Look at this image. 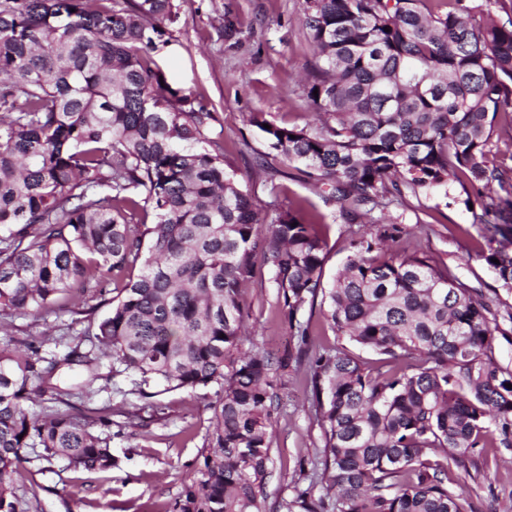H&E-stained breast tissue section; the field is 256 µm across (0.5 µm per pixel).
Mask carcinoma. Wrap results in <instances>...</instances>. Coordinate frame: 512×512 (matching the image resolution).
<instances>
[{
    "label": "carcinoma",
    "instance_id": "1",
    "mask_svg": "<svg viewBox=\"0 0 512 512\" xmlns=\"http://www.w3.org/2000/svg\"><path fill=\"white\" fill-rule=\"evenodd\" d=\"M300 0L315 50L305 97L315 123L266 135L260 169L281 156L330 186L339 217L390 228L323 287L324 245L283 210L268 230L212 136V105L160 81L153 53L174 0H0V328L17 313L64 312L99 289L92 350L62 361L101 379L99 356L138 393L216 388L208 451L173 512H259L272 476L273 374L307 361L322 431L321 471L298 465L283 512H317L302 480L334 492L333 512H465L448 464L512 448V370L493 359L497 315L417 251L380 259L400 232L389 205L466 177L501 246L485 256L512 293V176L491 166L494 127L512 129V2ZM507 20L498 18V13ZM154 217L148 222V217ZM296 336L275 358L243 348V284L256 256ZM499 263L492 262V259ZM116 297H111L112 291ZM327 304L336 345L308 355L306 306ZM378 355L373 366L349 346ZM0 350V512H18L13 473L28 448L93 472L115 461L112 409L33 411L58 361ZM97 288H90L84 294L76 295L72 298H69L66 303L70 310H77L82 308H87L89 306H93L98 304L97 309L92 316L94 321L103 316L108 310L107 305H100L101 298L98 295L96 290Z\"/></svg>",
    "mask_w": 512,
    "mask_h": 512
}]
</instances>
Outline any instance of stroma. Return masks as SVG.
I'll list each match as a JSON object with an SVG mask.
<instances>
[{
	"instance_id": "1",
	"label": "stroma",
	"mask_w": 512,
	"mask_h": 512,
	"mask_svg": "<svg viewBox=\"0 0 512 512\" xmlns=\"http://www.w3.org/2000/svg\"><path fill=\"white\" fill-rule=\"evenodd\" d=\"M171 38L154 58L167 82L208 100L218 115L215 132L224 140V155L239 186L248 192L265 221L278 210L293 211L307 224L317 225L326 261L323 283L331 285L351 253L350 241L374 233L371 224H345L329 186L308 177L303 167L285 160L271 169L255 166L267 150L263 134L249 124L253 112L285 127L312 120L301 77L312 50L301 32L299 0H175ZM469 186L456 182L448 190L406 196L399 211L404 217L399 250L420 251L466 287L482 294L492 307L512 308L484 256L492 246L480 208L466 206ZM277 288L265 264L246 284L244 323L248 338L273 355L287 353L294 339L287 318L276 305ZM68 314H24L0 330V349L39 339L40 357L56 359L54 381L70 389L76 408L119 406L109 429L115 466L92 473L69 469L64 459L45 462L31 458L13 475L20 512H170L183 482L197 469L207 446L217 396L213 388L172 391L141 397L131 376L112 372L102 359L101 380L86 391L83 367L62 364L71 349L90 348L84 323L72 321L71 311L107 308L96 289L69 298ZM273 475L260 512H279L282 500L293 495L292 478L299 462H312L321 443V430L311 405L305 365L295 362L278 369L274 378L271 416ZM488 484L476 487L473 457L449 464L448 479L465 498L466 512H512V448H488L482 454Z\"/></svg>"
}]
</instances>
